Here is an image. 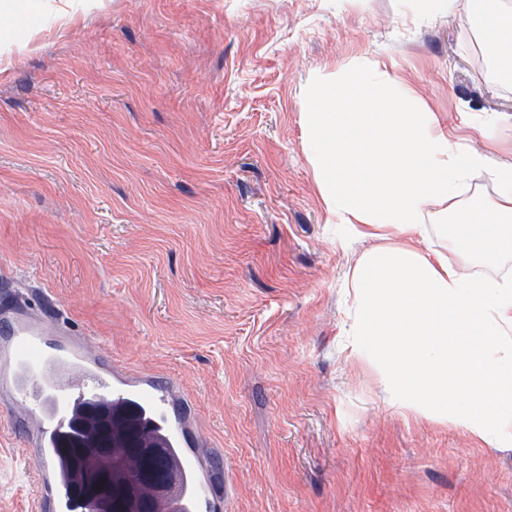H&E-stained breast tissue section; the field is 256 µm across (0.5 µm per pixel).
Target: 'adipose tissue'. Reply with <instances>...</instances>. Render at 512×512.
I'll list each match as a JSON object with an SVG mask.
<instances>
[{
	"mask_svg": "<svg viewBox=\"0 0 512 512\" xmlns=\"http://www.w3.org/2000/svg\"><path fill=\"white\" fill-rule=\"evenodd\" d=\"M308 99L309 161L328 209L346 238L392 241L348 276L360 352L386 384L408 388L406 412L448 398L454 424L486 442L507 435L512 422L490 423L486 410L512 402V282L473 278L469 260L512 238V164L490 169L497 196L473 208L461 196L486 154L385 69L316 77ZM435 232L439 246L421 251Z\"/></svg>",
	"mask_w": 512,
	"mask_h": 512,
	"instance_id": "ef3b65f1",
	"label": "adipose tissue"
}]
</instances>
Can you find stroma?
Segmentation results:
<instances>
[{
  "mask_svg": "<svg viewBox=\"0 0 512 512\" xmlns=\"http://www.w3.org/2000/svg\"><path fill=\"white\" fill-rule=\"evenodd\" d=\"M468 0H21L0 12V321L169 389L216 512H512V439L406 415L354 353L301 126L310 81L377 60L494 162L512 81ZM0 396V512H38Z\"/></svg>",
  "mask_w": 512,
  "mask_h": 512,
  "instance_id": "1",
  "label": "stroma"
}]
</instances>
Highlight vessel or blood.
<instances>
[{
  "label": "vessel or blood",
  "mask_w": 512,
  "mask_h": 512,
  "mask_svg": "<svg viewBox=\"0 0 512 512\" xmlns=\"http://www.w3.org/2000/svg\"><path fill=\"white\" fill-rule=\"evenodd\" d=\"M44 323L15 318L0 334V388L9 391L33 428L26 450L37 459V481L45 512H84L67 477L53 464L81 406L139 402L147 411V431L168 448L173 483L159 502L160 512H214L206 476L184 422L171 418L165 393L150 385L113 375L85 347L60 344Z\"/></svg>",
  "instance_id": "1"
}]
</instances>
